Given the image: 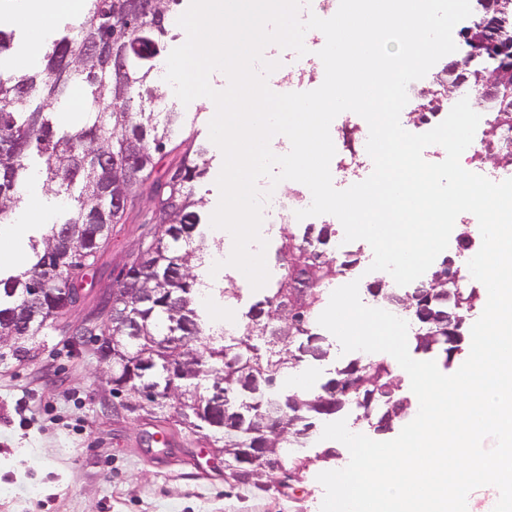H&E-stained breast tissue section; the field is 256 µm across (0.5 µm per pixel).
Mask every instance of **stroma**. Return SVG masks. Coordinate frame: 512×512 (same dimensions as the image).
Listing matches in <instances>:
<instances>
[{
  "label": "stroma",
  "mask_w": 512,
  "mask_h": 512,
  "mask_svg": "<svg viewBox=\"0 0 512 512\" xmlns=\"http://www.w3.org/2000/svg\"><path fill=\"white\" fill-rule=\"evenodd\" d=\"M171 105L184 114V133L206 150L209 167L195 188L206 201L202 219L219 202L216 179L223 156L209 138L204 98ZM150 203L139 189L123 223L114 225L98 264L82 281L86 299L70 312L66 331L52 328L28 341L0 345V512H320V472L344 468L350 454L310 467L294 490H262L224 478V460L197 436L172 423L126 411L102 382L91 342L74 346L71 326L88 322L111 294L128 255L149 237ZM358 261L340 284L358 282L366 306L370 286L385 274L371 270L363 240L346 245Z\"/></svg>",
  "instance_id": "35a3bbf8"
}]
</instances>
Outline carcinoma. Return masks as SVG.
Listing matches in <instances>:
<instances>
[{"label":"carcinoma","mask_w":512,"mask_h":512,"mask_svg":"<svg viewBox=\"0 0 512 512\" xmlns=\"http://www.w3.org/2000/svg\"><path fill=\"white\" fill-rule=\"evenodd\" d=\"M78 26L43 46L39 67L27 74L0 71V223L9 221L21 203V188L31 170L41 172L46 191L66 205L59 221L30 239L31 257L0 273V340L34 337L60 324L80 301L79 281L97 265L112 226L127 209L112 207L123 197L131 204L147 186L153 205V234L131 252L115 295L124 297L119 314L92 323L87 336L115 338L118 356L103 366L124 377L141 362L150 371L137 375L125 394L133 414L170 409L177 426L208 440L224 455V474L245 486L274 482L284 487L302 477L315 460L303 455L316 422L354 403L364 417L376 416L377 428L389 431L410 409L400 395V378L383 360L350 361L317 392L286 390L283 378L303 363L321 362L329 345L316 327L326 289L355 261H338L329 251L336 235L330 224H290L284 229L275 262L283 273L227 328L201 314L206 236L194 207L193 188L206 173V151L186 137L174 142L182 127L179 112L155 121L164 95L143 97L140 87L167 37L169 13L179 0H89ZM509 95L490 102L494 123H512V77ZM80 93L81 109L92 119L60 132L52 122L55 105ZM180 152L164 176L156 177V158ZM420 292L381 285L373 296L387 306L402 300L411 311L428 310L429 322L415 336V349L438 350L450 361L460 350L456 332L441 316L440 296L459 292V316L471 309L473 288L448 282L444 259L424 280ZM34 288H53L40 301ZM254 448L271 449L255 462Z\"/></svg>","instance_id":"cac0c4a2"}]
</instances>
